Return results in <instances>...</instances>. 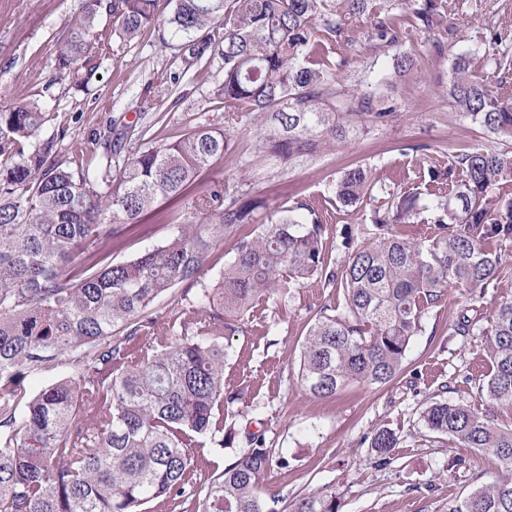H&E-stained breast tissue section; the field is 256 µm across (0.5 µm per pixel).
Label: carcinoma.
<instances>
[{
    "label": "carcinoma",
    "mask_w": 512,
    "mask_h": 512,
    "mask_svg": "<svg viewBox=\"0 0 512 512\" xmlns=\"http://www.w3.org/2000/svg\"><path fill=\"white\" fill-rule=\"evenodd\" d=\"M165 19L158 0H85L55 51V70L88 88L96 61L113 37L126 42L161 23L180 72L221 61L213 90L224 105L177 136H158L163 122L144 104L133 121L112 119L59 158L67 122L47 131L39 101L0 108V512H337L321 492L293 504L268 494L264 482L288 456L249 430L224 395V334L243 330L258 302L286 299L309 285L331 288L342 303L322 307L301 345L298 378L329 398L355 383L386 384L402 370L426 313L450 288L480 300L495 296L506 260L491 245L512 241V99L488 88L466 55L448 58L446 92L454 111L492 139L458 148L445 168L427 169V196L397 197L362 165L331 184L326 202L284 204L257 217L259 205L227 199L200 173L237 155L230 128H256L255 149L270 160L313 162L394 117L384 93L355 89L329 50L360 41L395 49L393 68L410 74L398 18L406 8L442 57L456 35L448 0H173ZM367 25L351 35L354 19ZM483 58L512 70V43L486 27ZM376 201L373 241L352 246L340 265L325 253L326 205ZM181 210L175 231L135 258L114 263L104 251L112 235L162 201ZM257 225L255 230L250 226ZM396 224H422L415 238ZM236 239L233 261L187 309L159 321L154 303L178 286L201 282L210 247ZM458 336H481L489 370L465 381L495 406L512 407V299L493 307L482 328L470 319ZM67 375L39 392L26 380L49 365ZM426 428L462 448L492 454L502 476L448 504V512H512V428L448 400L422 411ZM232 451L220 471L202 475L205 444ZM396 445L386 428L371 438L379 463Z\"/></svg>",
    "instance_id": "obj_1"
}]
</instances>
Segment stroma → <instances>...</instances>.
Listing matches in <instances>:
<instances>
[{
  "label": "stroma",
  "mask_w": 512,
  "mask_h": 512,
  "mask_svg": "<svg viewBox=\"0 0 512 512\" xmlns=\"http://www.w3.org/2000/svg\"><path fill=\"white\" fill-rule=\"evenodd\" d=\"M451 2L459 18L453 54L475 49L489 23L512 36V0ZM81 6L82 0H0V102L37 95L51 112L70 118L69 133L78 139L111 118L134 119L141 102L154 97L158 73L173 61L172 49L163 44L166 31L150 29L132 42L114 41L92 81L93 95L70 89L67 80L55 76L54 51ZM398 15L408 33L404 48L417 73L397 79V116L391 123L372 128L312 165L292 169L257 157L250 149L255 130L238 129L233 133L240 150L237 160L217 163L202 174V182L234 183L245 198L261 202L269 212L301 199L321 200L333 178L358 165L371 168L392 191L411 193L420 169L447 166L460 146L487 145V138L448 101L443 89L447 59L430 52L412 14L402 9ZM347 58V73L360 78L364 91L375 90L390 71L387 51L357 46ZM221 78L213 69L188 72L170 96L159 100L166 134L185 133L202 117L222 113L211 96ZM176 209L172 202L162 203L142 223L116 233L112 260H129L162 242ZM371 215L368 204L330 210L329 261L341 259L347 233H354L358 245L374 233ZM335 300L333 292L317 285L298 289L291 298L258 305L245 316L244 331L224 339L225 392L240 393L237 408L254 419L269 447L288 457L287 468L270 473L267 491L291 500L332 493L338 512H448L450 499L496 476L497 461L429 432L420 414L428 402L443 398L512 426V409L491 407L464 381L467 374L487 370L481 337L455 333L462 316L491 321L492 301L476 300L464 288L449 289L446 301L425 315L423 330L413 338L392 381L352 385L321 399L301 386L299 355L309 320ZM383 427L396 434L398 443L389 464L380 467L369 442Z\"/></svg>",
  "instance_id": "stroma-1"
}]
</instances>
